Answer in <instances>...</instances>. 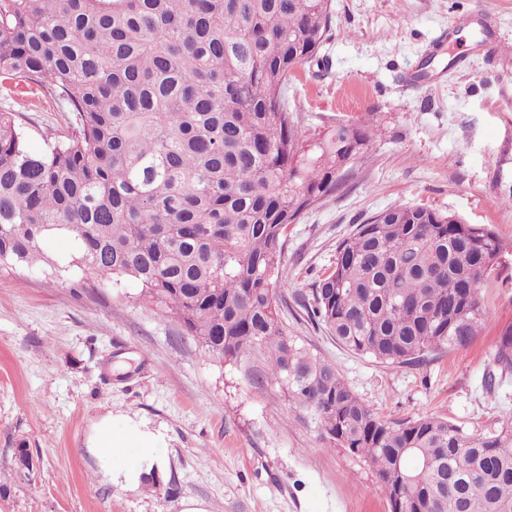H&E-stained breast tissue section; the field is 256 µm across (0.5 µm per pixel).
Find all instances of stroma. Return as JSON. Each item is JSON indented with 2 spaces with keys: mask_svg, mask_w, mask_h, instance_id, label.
Segmentation results:
<instances>
[{
  "mask_svg": "<svg viewBox=\"0 0 512 512\" xmlns=\"http://www.w3.org/2000/svg\"><path fill=\"white\" fill-rule=\"evenodd\" d=\"M465 16L441 52L432 44ZM500 43L490 58L481 41ZM288 110L305 135L371 120L374 136L346 191L289 225L278 287L301 343L335 364L386 419L432 414L484 434L512 417V375L484 383L512 325V0H331L327 39L295 70ZM27 147L75 122L49 99L25 102ZM395 204L493 228L506 246L482 297L491 317L471 344L417 366L353 354L306 317L339 241ZM162 436L167 460L139 487L112 482L89 438L106 416ZM27 449L29 468L15 462ZM389 512L364 461L289 418L278 389L220 366L149 302L81 270L57 278L0 267V512Z\"/></svg>",
  "mask_w": 512,
  "mask_h": 512,
  "instance_id": "stroma-1",
  "label": "stroma"
}]
</instances>
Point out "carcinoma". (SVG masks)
I'll return each instance as SVG.
<instances>
[{
    "instance_id": "1",
    "label": "carcinoma",
    "mask_w": 512,
    "mask_h": 512,
    "mask_svg": "<svg viewBox=\"0 0 512 512\" xmlns=\"http://www.w3.org/2000/svg\"><path fill=\"white\" fill-rule=\"evenodd\" d=\"M330 0H0V97L76 115L41 153L0 109V265L132 281L210 360L265 370L295 418L365 458L390 512H512V418L485 435L383 419L288 332L275 288L288 225L346 183L368 125L313 138L285 104L325 40ZM57 235L75 243L58 259ZM488 227L392 206L336 246L308 319L348 351L407 365L464 348L489 319ZM512 374L506 327L485 383Z\"/></svg>"
}]
</instances>
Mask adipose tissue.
<instances>
[{
  "label": "adipose tissue",
  "instance_id": "1",
  "mask_svg": "<svg viewBox=\"0 0 512 512\" xmlns=\"http://www.w3.org/2000/svg\"><path fill=\"white\" fill-rule=\"evenodd\" d=\"M89 444L96 454L113 458V479L130 486L138 484L142 473L162 466L165 458L163 438L128 419L103 418L95 425Z\"/></svg>",
  "mask_w": 512,
  "mask_h": 512
}]
</instances>
